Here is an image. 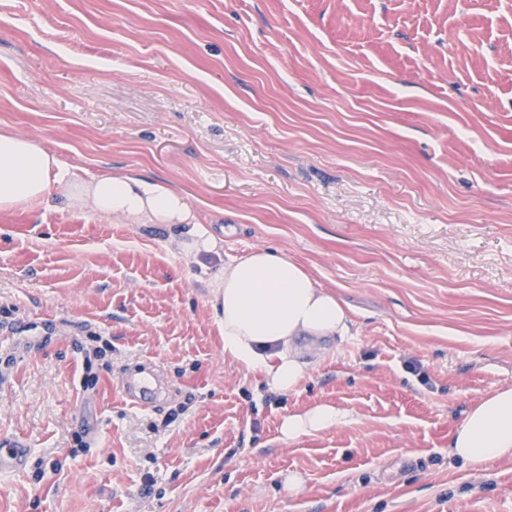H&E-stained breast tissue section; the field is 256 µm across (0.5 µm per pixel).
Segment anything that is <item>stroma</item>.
Here are the masks:
<instances>
[{
  "label": "stroma",
  "instance_id": "stroma-1",
  "mask_svg": "<svg viewBox=\"0 0 512 512\" xmlns=\"http://www.w3.org/2000/svg\"><path fill=\"white\" fill-rule=\"evenodd\" d=\"M0 128L169 182L217 241L0 213V438L30 448L0 512H512V462L448 454L512 385V0H0ZM258 249L352 319L300 339L293 392L225 358L210 302ZM145 362L155 410L122 397ZM317 402L349 422L281 440Z\"/></svg>",
  "mask_w": 512,
  "mask_h": 512
}]
</instances>
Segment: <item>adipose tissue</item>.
<instances>
[{
  "label": "adipose tissue",
  "instance_id": "obj_1",
  "mask_svg": "<svg viewBox=\"0 0 512 512\" xmlns=\"http://www.w3.org/2000/svg\"><path fill=\"white\" fill-rule=\"evenodd\" d=\"M54 193L67 206L122 216L133 224L180 225L197 252L216 244L183 191L129 173L81 179L37 141L0 130V212L34 208ZM210 288L225 356L263 373L281 392L296 391L308 373L309 364L295 345L298 337L342 338L351 330L348 311L336 295L320 288L295 261L266 249L225 263ZM347 419L345 410L318 402L285 416L279 433L282 440L294 441ZM448 448L450 456L473 466L512 462V385L487 394L468 411Z\"/></svg>",
  "mask_w": 512,
  "mask_h": 512
}]
</instances>
